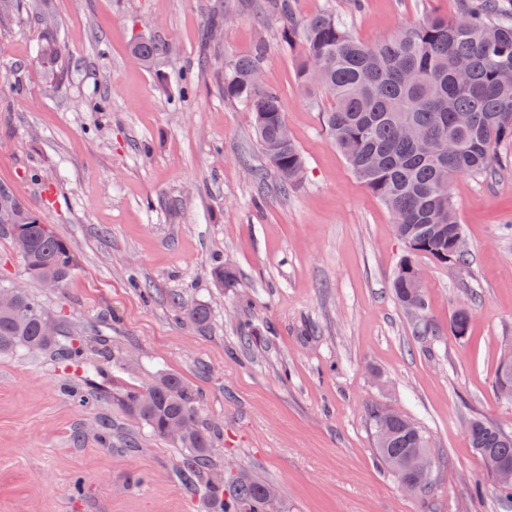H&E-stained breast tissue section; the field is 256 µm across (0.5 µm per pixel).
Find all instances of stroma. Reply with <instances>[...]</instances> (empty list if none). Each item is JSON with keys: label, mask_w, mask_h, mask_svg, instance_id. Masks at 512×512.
Segmentation results:
<instances>
[{"label": "stroma", "mask_w": 512, "mask_h": 512, "mask_svg": "<svg viewBox=\"0 0 512 512\" xmlns=\"http://www.w3.org/2000/svg\"><path fill=\"white\" fill-rule=\"evenodd\" d=\"M299 15L334 14L377 43L458 0H294ZM221 39L205 38L211 18ZM71 66L40 52L42 19ZM150 39V64L131 55ZM265 41L262 79L278 91L306 159L283 190L253 131L226 99L224 65ZM267 0H17L0 11V188L65 239L76 269L53 290L27 280L0 236V282L28 283L50 318L99 339V370L45 354H0V512H208L183 490L180 449L112 402L129 386L178 374L202 394L201 417L232 464L272 482L286 512H512L467 437L469 421L512 434V400L494 395L512 356V167L451 183L470 248L464 267L421 256L427 322L397 304L406 253L385 205L325 132L330 101L296 80ZM212 60L198 70L199 56ZM197 74L180 100V76ZM107 98L109 108L89 109ZM52 188L47 203L44 188ZM232 267L234 287L212 274ZM209 308L207 326L171 303ZM472 310L456 339L451 317ZM250 343H243L242 332ZM96 391L82 407L64 383ZM392 408L427 432L430 490L405 492L376 459L368 411ZM83 492L74 495V478Z\"/></svg>", "instance_id": "stroma-1"}]
</instances>
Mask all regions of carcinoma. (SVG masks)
I'll return each instance as SVG.
<instances>
[{
	"label": "carcinoma",
	"instance_id": "1",
	"mask_svg": "<svg viewBox=\"0 0 512 512\" xmlns=\"http://www.w3.org/2000/svg\"><path fill=\"white\" fill-rule=\"evenodd\" d=\"M273 9L284 36L300 40V87L332 100L322 113L323 127L352 172L388 208L405 244L407 254L393 278L398 304L406 311L412 302L426 308L415 257L426 255L442 265L464 266L469 261V254L453 251L455 239L465 233L451 195L452 179L495 175L506 163L501 150L512 147V7L503 0H459L454 18L431 15L374 44L352 37L331 13L302 17L290 0H278ZM42 28L45 58L59 73L67 72L70 61L54 39L52 23L45 21ZM160 51L149 40H139L131 48L144 64ZM264 54L259 42L252 54L224 67V98L253 113L261 149L288 190L299 184L305 157L293 139L281 136L287 122L279 93L255 80ZM1 222L22 225L21 237L7 238L21 251L33 280L65 284L75 270L67 242L2 190ZM470 318L469 311L456 310L452 333L467 336ZM47 320L27 289L17 291L10 304L0 305V353L36 349L55 352L64 360H81L82 345L62 324H57V335L44 334ZM113 400L155 436L183 451L180 483L188 493L205 485L213 512H281V502L267 498L272 483L249 471L238 469L223 483L212 481L213 438L200 420L199 395L178 376L163 374L154 384L127 388ZM369 420L375 429H388L385 440L375 442L378 461L396 478L404 476L414 483L408 492L429 489L432 481H417L408 467L415 451L430 450L425 431L385 416L380 408L371 409ZM177 422L189 426L178 441L168 436L169 426ZM467 436L483 463L512 462V436L492 422H469Z\"/></svg>",
	"mask_w": 512,
	"mask_h": 512
}]
</instances>
